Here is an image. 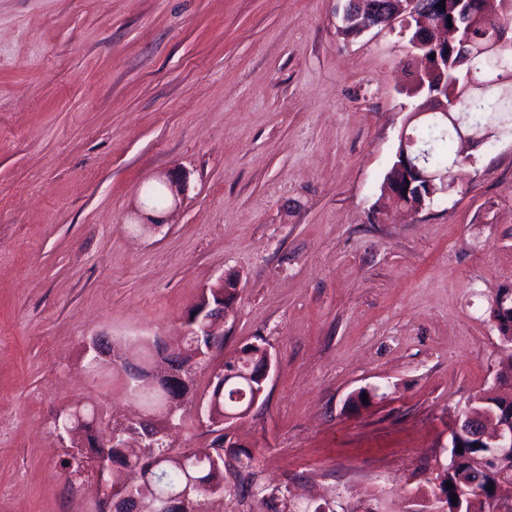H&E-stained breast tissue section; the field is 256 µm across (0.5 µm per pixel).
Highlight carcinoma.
<instances>
[{"label":"carcinoma","mask_w":512,"mask_h":512,"mask_svg":"<svg viewBox=\"0 0 512 512\" xmlns=\"http://www.w3.org/2000/svg\"><path fill=\"white\" fill-rule=\"evenodd\" d=\"M486 0H471L474 12V24L471 27V39L481 42L488 34L489 25L495 18L488 15L485 9ZM415 33H410L409 44L413 50L426 58L435 54L439 58H448V65H436L424 70L411 82L406 89L410 99L411 109L425 108L430 105V92L441 88L442 94H448L457 100V110L468 115L472 124L482 125L488 119L497 120L500 128L506 129L512 123V98L505 95L504 89L512 86L506 83L512 79V50L505 49L492 56L466 58L453 49H444L430 45L424 41L414 42ZM411 133L418 142L426 145L427 163L429 168L445 172L448 180H453L454 169L464 163L458 154L452 151L454 130L451 127H440L432 121L416 123ZM402 147H397L396 154L386 173L383 185H393L404 180L405 173L399 168V154ZM168 200L166 190L161 184H151L143 191V204L152 209L163 207ZM260 346L243 349V355L230 358L224 362L223 368L235 370L237 374L228 378L222 374L216 375V382L206 401L208 422L212 426L215 437L210 443L200 448H185L183 450L169 447L165 440V425L153 428L152 437L140 438V424L130 423L122 438L126 448L122 449L121 467L112 471V487L125 490L129 487L135 490L138 498L154 503L160 496H168L187 485V478L194 472L201 473L199 485L192 488V512H209L208 501L225 496H236L247 491L244 483L229 484L225 473L234 471L240 475L247 473L255 476L254 456L241 448L224 447V417L235 415L247 407L252 397V389L246 374L251 371L250 364L258 360ZM470 407L476 410L498 413L506 407L512 410V387H500V393L493 397L475 398ZM83 422L77 427L86 431L92 425H104V416L96 404L81 409ZM462 451H457V448ZM494 448H471L468 444H451L450 459L446 467L435 477L433 485L422 492L423 497L441 499L443 512H490V499L495 496L512 499V471L501 474L494 469L492 458ZM477 456L486 459V465L493 468L494 478L484 482L477 481L472 474H463L464 468L470 467L468 461ZM161 469L163 480L157 483L140 480L126 482L121 473L129 469L137 473L151 465ZM452 488H447V483ZM457 501H452V496Z\"/></svg>","instance_id":"cac0c4a2"}]
</instances>
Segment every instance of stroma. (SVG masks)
<instances>
[{
  "label": "stroma",
  "mask_w": 512,
  "mask_h": 512,
  "mask_svg": "<svg viewBox=\"0 0 512 512\" xmlns=\"http://www.w3.org/2000/svg\"><path fill=\"white\" fill-rule=\"evenodd\" d=\"M345 5L0 0V512H99L52 419L139 409L89 342L142 362L223 276L240 288L196 399L244 345L273 359L228 429L256 477L223 512H268L274 488L290 512H414L447 465L505 355L512 132L446 203L374 221L413 52L398 26L342 33ZM167 173L184 189L146 219Z\"/></svg>",
  "instance_id": "obj_1"
}]
</instances>
